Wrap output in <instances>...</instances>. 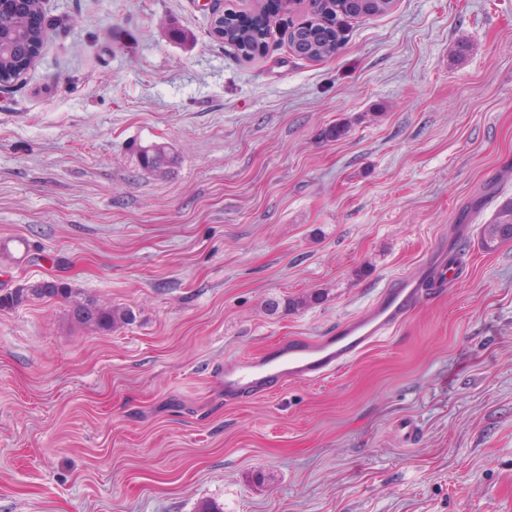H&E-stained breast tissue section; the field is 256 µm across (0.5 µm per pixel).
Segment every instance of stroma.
<instances>
[{"instance_id": "35a3bbf8", "label": "stroma", "mask_w": 512, "mask_h": 512, "mask_svg": "<svg viewBox=\"0 0 512 512\" xmlns=\"http://www.w3.org/2000/svg\"><path fill=\"white\" fill-rule=\"evenodd\" d=\"M45 20L0 97V239L27 243L0 294L59 279L136 320L0 311V512H512V242L480 245L512 198V0H396L323 63L282 26L240 61L204 0ZM450 255L338 373L225 400V360L326 335ZM142 168L152 172L167 167L171 160V149L167 143L153 142L148 145H139L137 148Z\"/></svg>"}]
</instances>
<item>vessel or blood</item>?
Returning <instances> with one entry per match:
<instances>
[{
    "mask_svg": "<svg viewBox=\"0 0 512 512\" xmlns=\"http://www.w3.org/2000/svg\"><path fill=\"white\" fill-rule=\"evenodd\" d=\"M425 280L410 274L384 288L362 315L335 332L309 341H287L275 355L224 364V396L240 399L292 382L315 380L337 371L365 348L399 326L421 298Z\"/></svg>",
    "mask_w": 512,
    "mask_h": 512,
    "instance_id": "1",
    "label": "vessel or blood"
}]
</instances>
